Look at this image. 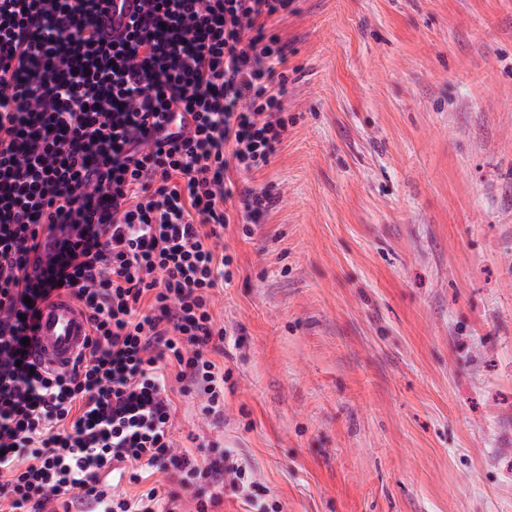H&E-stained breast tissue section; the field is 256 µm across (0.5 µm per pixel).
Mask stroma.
<instances>
[{
    "instance_id": "obj_1",
    "label": "stroma",
    "mask_w": 512,
    "mask_h": 512,
    "mask_svg": "<svg viewBox=\"0 0 512 512\" xmlns=\"http://www.w3.org/2000/svg\"><path fill=\"white\" fill-rule=\"evenodd\" d=\"M275 206L221 243L224 417L279 512H512V0H292Z\"/></svg>"
}]
</instances>
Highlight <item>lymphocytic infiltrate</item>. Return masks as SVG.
<instances>
[{
    "label": "lymphocytic infiltrate",
    "mask_w": 512,
    "mask_h": 512,
    "mask_svg": "<svg viewBox=\"0 0 512 512\" xmlns=\"http://www.w3.org/2000/svg\"><path fill=\"white\" fill-rule=\"evenodd\" d=\"M104 2L0 0V512H212L228 493L251 507L267 489L231 451L175 448L168 380L223 417L210 304L233 273L214 242L274 205L234 176L288 132V44L265 21L290 0H140L112 39ZM63 294L92 334L57 373L23 340ZM157 471L175 485L111 498L100 483Z\"/></svg>",
    "instance_id": "obj_1"
}]
</instances>
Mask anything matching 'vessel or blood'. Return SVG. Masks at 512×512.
<instances>
[{
  "instance_id": "b4317fda",
  "label": "vessel or blood",
  "mask_w": 512,
  "mask_h": 512,
  "mask_svg": "<svg viewBox=\"0 0 512 512\" xmlns=\"http://www.w3.org/2000/svg\"><path fill=\"white\" fill-rule=\"evenodd\" d=\"M135 11V0H113L101 17L106 32L121 34ZM88 334L86 313L67 297L54 299L39 315L32 342L33 355L48 369H67L81 352Z\"/></svg>"
}]
</instances>
